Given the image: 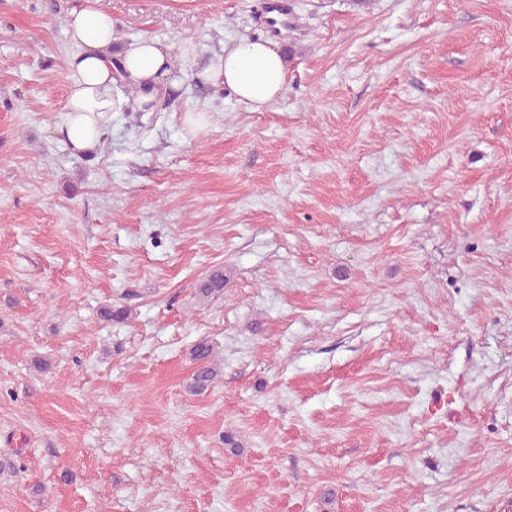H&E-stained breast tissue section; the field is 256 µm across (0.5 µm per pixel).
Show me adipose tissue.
Listing matches in <instances>:
<instances>
[{
    "label": "adipose tissue",
    "instance_id": "1",
    "mask_svg": "<svg viewBox=\"0 0 512 512\" xmlns=\"http://www.w3.org/2000/svg\"><path fill=\"white\" fill-rule=\"evenodd\" d=\"M74 47L68 59L73 81L65 114L54 133L72 153H96L115 113L135 105L141 111L163 108L185 80L230 92L252 112L263 111L287 84V56L271 40H242L221 52L200 54L184 41L179 56L153 38L116 44L111 14L101 0H80L67 19ZM182 67H175V58Z\"/></svg>",
    "mask_w": 512,
    "mask_h": 512
}]
</instances>
